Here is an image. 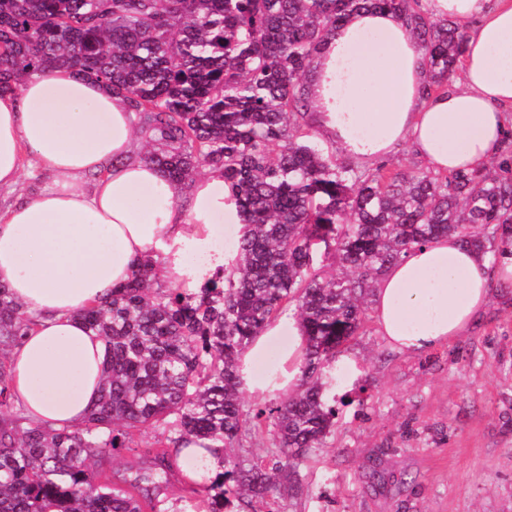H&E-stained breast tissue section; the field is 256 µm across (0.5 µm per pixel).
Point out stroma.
I'll return each instance as SVG.
<instances>
[{"label":"stroma","mask_w":512,"mask_h":512,"mask_svg":"<svg viewBox=\"0 0 512 512\" xmlns=\"http://www.w3.org/2000/svg\"><path fill=\"white\" fill-rule=\"evenodd\" d=\"M350 401L283 512H512V288L470 331L420 354L375 322L336 358Z\"/></svg>","instance_id":"1"}]
</instances>
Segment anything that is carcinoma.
Wrapping results in <instances>:
<instances>
[{"instance_id": "cac0c4a2", "label": "carcinoma", "mask_w": 512, "mask_h": 512, "mask_svg": "<svg viewBox=\"0 0 512 512\" xmlns=\"http://www.w3.org/2000/svg\"><path fill=\"white\" fill-rule=\"evenodd\" d=\"M363 9L402 18L443 90L464 54L463 25L420 0H0V91L67 67L122 96L147 160L188 188L219 171L237 191L249 235L235 271L195 290L139 263L80 318L104 338L97 403L80 426L31 421L15 407L9 351L33 329L0 281V512H280L299 469L336 425L330 372L365 327L367 301L411 248L455 235L481 256L512 244V154L482 171L387 175L336 164L314 143L306 78L328 35ZM332 254L341 276L326 278ZM293 308L306 347L296 391L263 405L273 456L243 449L237 365L265 325ZM160 428L147 460L119 479L93 468L137 433ZM220 464L198 483L177 464L192 448Z\"/></svg>"}]
</instances>
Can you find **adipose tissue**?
Instances as JSON below:
<instances>
[{
	"label": "adipose tissue",
	"mask_w": 512,
	"mask_h": 512,
	"mask_svg": "<svg viewBox=\"0 0 512 512\" xmlns=\"http://www.w3.org/2000/svg\"><path fill=\"white\" fill-rule=\"evenodd\" d=\"M436 19L465 23L461 75L425 94L424 53L393 14L362 10L329 35L308 94L313 121L365 163L409 143L434 172L484 169L512 137V0H420ZM135 115L101 83L57 68L0 94V189L20 178L21 154L51 182L0 210V280L38 318L10 355L14 403L53 426L84 423L99 397L106 345L79 314L152 259L158 277L197 288L234 271L235 240L249 233L236 192L220 172L180 189L134 154ZM512 288V254L479 257L456 237L408 251L383 276L374 318L393 347L419 354L478 321L492 285ZM280 380L254 372L272 340ZM305 336L282 315L240 360V389L253 397L294 388Z\"/></svg>",
	"instance_id": "1"
}]
</instances>
